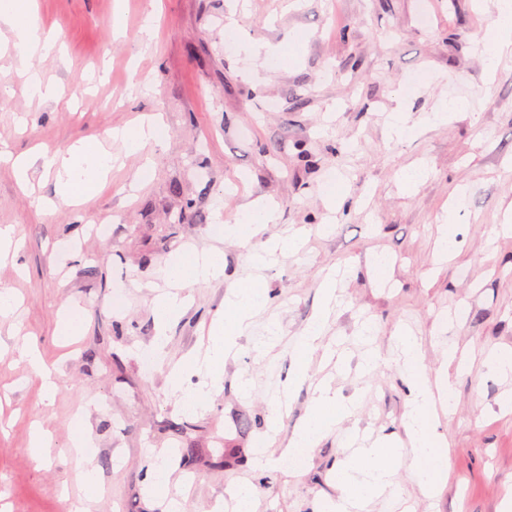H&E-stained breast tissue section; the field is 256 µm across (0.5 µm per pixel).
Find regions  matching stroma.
I'll list each match as a JSON object with an SVG mask.
<instances>
[{
    "label": "stroma",
    "mask_w": 512,
    "mask_h": 512,
    "mask_svg": "<svg viewBox=\"0 0 512 512\" xmlns=\"http://www.w3.org/2000/svg\"><path fill=\"white\" fill-rule=\"evenodd\" d=\"M61 55L41 62L63 86L60 102L31 100L13 57L0 54V148L27 154L96 138L117 162L107 187L78 205L63 202L54 176L34 173L20 186L0 171V225L20 241L0 261V290L18 310L0 316V507L6 512H71L82 497L80 470L100 485L88 512H164L169 499L186 512H216L231 488L251 486L253 512H322L338 497L335 467L351 443L391 440L404 467L392 494L363 512H512V373L488 360L512 350V235L498 226L512 209V53L485 74L478 45L488 34L492 0H37ZM122 11V33L110 28ZM157 38L139 43L148 15ZM238 38L263 44L251 58L224 46L227 18ZM299 35L296 49L288 38ZM424 82L409 85L412 74ZM463 98L467 112L433 125L441 100ZM405 109L413 132L391 140L388 123ZM166 134L136 153L110 130L142 121ZM424 166L415 188L405 168ZM349 195L327 208L328 188ZM258 201L275 204L277 221L242 244L213 227ZM459 207L458 244L436 252L450 204ZM109 226V237L93 232ZM305 228L303 248L263 266L252 250ZM71 244L59 250V242ZM213 248L223 277L186 288L188 302L154 345L153 299L166 288L160 270L177 252ZM384 257V270L374 267ZM335 273L338 307L308 358L309 378L293 382L296 338L322 301L320 284ZM258 281L269 303L238 337L218 390L185 413L168 376L204 351L225 321V299ZM123 292L122 313L112 296ZM80 322L64 340L65 312ZM372 320L375 333L359 334ZM278 334L264 352L269 323ZM409 329L422 346L433 389L452 386L453 413L439 412L448 442V476L425 496L410 476L405 426L409 387L394 333ZM33 341L60 371L53 402L40 395L17 347ZM382 358L372 372L361 356ZM250 379L242 391V379ZM330 385L355 402L352 416L323 435L302 469L280 462L308 417L315 386ZM287 399L278 431L268 415ZM82 411L95 448L74 450L72 416ZM53 442L29 453L32 430ZM198 449L190 464L180 451ZM169 480L145 490L159 463Z\"/></svg>",
    "instance_id": "1"
}]
</instances>
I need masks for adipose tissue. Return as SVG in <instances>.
I'll return each mask as SVG.
<instances>
[{
	"label": "adipose tissue",
	"mask_w": 512,
	"mask_h": 512,
	"mask_svg": "<svg viewBox=\"0 0 512 512\" xmlns=\"http://www.w3.org/2000/svg\"><path fill=\"white\" fill-rule=\"evenodd\" d=\"M495 18L482 49L486 71H493L504 49L512 47V0H495ZM0 30L9 35V42L26 75L31 97L41 101L61 98L62 87L45 83L33 65L34 58L51 54L55 40L47 35L39 20L33 0H0ZM18 181L29 179L31 170L54 174L59 195L68 201L83 200L95 195L106 183L112 168V156L95 140H86L64 151H39L11 160ZM273 208L256 203L224 221L226 238L247 243L263 227L274 223ZM224 273V255L213 251L198 255L185 253L167 264L163 276L170 291L159 294L154 301L158 326H166L183 310L187 298L183 293L189 285ZM269 296L264 289L242 283L232 289L226 300L230 319L211 334L210 345L203 359H189L187 367L202 366L210 388H219L224 373V360L235 346L237 336L251 326L253 315L266 307ZM396 340L401 347L403 369L410 387L406 420L413 442L411 477L424 495H433L447 473V442L436 430L434 418L437 404H453L452 392H432L423 363L422 350L416 338L399 330ZM351 407L329 389H321L305 422L293 434L288 446L308 451L315 448L321 436L350 416ZM401 451L389 443L359 448L336 471L340 496L326 503L324 512H360L364 502L390 490L393 476L400 465Z\"/></svg>",
	"instance_id": "ef3b65f1"
}]
</instances>
